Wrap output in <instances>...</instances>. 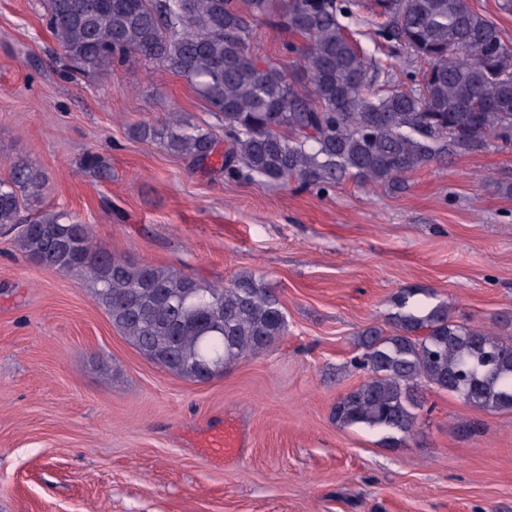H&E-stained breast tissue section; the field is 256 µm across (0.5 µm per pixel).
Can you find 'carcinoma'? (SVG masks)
I'll return each instance as SVG.
<instances>
[{
    "instance_id": "carcinoma-1",
    "label": "carcinoma",
    "mask_w": 512,
    "mask_h": 512,
    "mask_svg": "<svg viewBox=\"0 0 512 512\" xmlns=\"http://www.w3.org/2000/svg\"><path fill=\"white\" fill-rule=\"evenodd\" d=\"M246 2L244 12L237 0H46V21L75 71L102 76L138 57L194 84L223 140L174 113L133 135L201 166L219 150L230 179L294 180L319 191L346 177L395 185L490 137L512 143V45L468 0H373L378 34L419 63L407 87L340 21L356 0ZM261 16L303 39L286 51L298 56L306 85L288 80L278 59L251 54L249 19ZM46 185L38 166L13 163L0 178V228L17 231L21 251L39 264L90 280L113 327L151 361L197 380L203 361L229 367L287 331L280 298L249 272L207 285L134 264L53 212L23 217ZM411 296H395L392 333H362L351 364L366 378L336 402V422L378 431L397 448L418 428L425 389L512 412V336L458 322L443 302L418 311Z\"/></svg>"
}]
</instances>
